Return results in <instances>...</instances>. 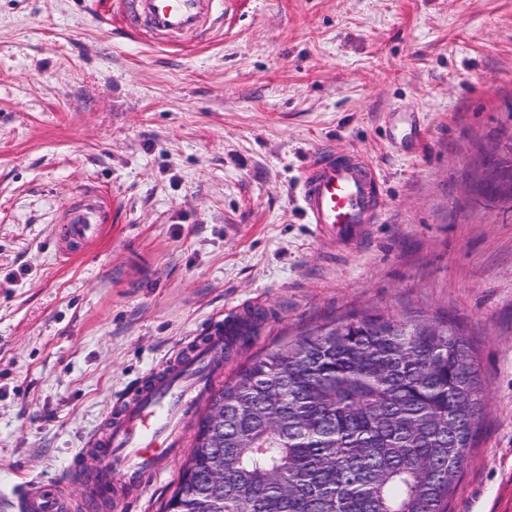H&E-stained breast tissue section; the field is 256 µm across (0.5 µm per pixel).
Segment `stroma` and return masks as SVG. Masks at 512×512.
I'll use <instances>...</instances> for the list:
<instances>
[{
	"label": "stroma",
	"instance_id": "35a3bbf8",
	"mask_svg": "<svg viewBox=\"0 0 512 512\" xmlns=\"http://www.w3.org/2000/svg\"><path fill=\"white\" fill-rule=\"evenodd\" d=\"M113 0H0V494L66 473L113 406L210 321L264 320L221 371L364 314L456 321L482 429L450 512H512V206L475 191L512 141V0H224L178 46ZM382 181L368 244L301 214L315 149ZM112 222L62 260L82 190Z\"/></svg>",
	"mask_w": 512,
	"mask_h": 512
}]
</instances>
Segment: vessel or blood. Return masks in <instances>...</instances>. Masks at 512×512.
<instances>
[{"label":"vessel or blood","instance_id":"1","mask_svg":"<svg viewBox=\"0 0 512 512\" xmlns=\"http://www.w3.org/2000/svg\"><path fill=\"white\" fill-rule=\"evenodd\" d=\"M119 26L136 22L150 39L174 44L224 26V0H119L113 14ZM301 210L321 241L343 251L366 241L383 217L381 179L361 153L336 154L322 148L300 180ZM111 203L97 190L82 193L65 212L59 235L68 255L81 253L103 234ZM240 316L209 324L191 349L119 401L102 432L92 435L86 453L95 455L93 484L123 512L131 492L146 488L187 446L186 434L218 380L213 361L237 333ZM18 512H73L62 483L33 482L16 495Z\"/></svg>","mask_w":512,"mask_h":512}]
</instances>
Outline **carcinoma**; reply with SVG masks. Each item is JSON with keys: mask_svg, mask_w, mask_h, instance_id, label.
<instances>
[{"mask_svg": "<svg viewBox=\"0 0 512 512\" xmlns=\"http://www.w3.org/2000/svg\"><path fill=\"white\" fill-rule=\"evenodd\" d=\"M512 146L483 195L512 192ZM160 512H448L481 429L480 370L453 325L366 315L256 355L215 392ZM224 455V490L206 487Z\"/></svg>", "mask_w": 512, "mask_h": 512, "instance_id": "cac0c4a2", "label": "carcinoma"}]
</instances>
